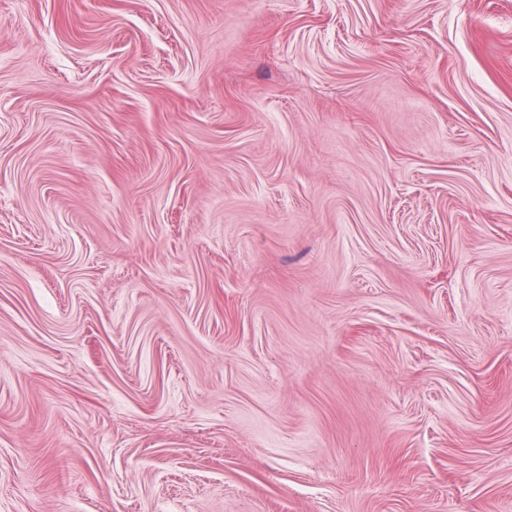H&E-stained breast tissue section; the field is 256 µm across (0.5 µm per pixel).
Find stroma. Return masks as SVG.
<instances>
[{"mask_svg": "<svg viewBox=\"0 0 512 512\" xmlns=\"http://www.w3.org/2000/svg\"><path fill=\"white\" fill-rule=\"evenodd\" d=\"M0 512H512V0H0Z\"/></svg>", "mask_w": 512, "mask_h": 512, "instance_id": "1", "label": "stroma"}]
</instances>
